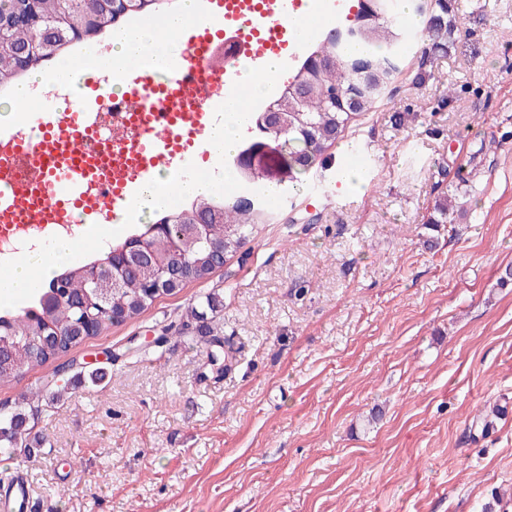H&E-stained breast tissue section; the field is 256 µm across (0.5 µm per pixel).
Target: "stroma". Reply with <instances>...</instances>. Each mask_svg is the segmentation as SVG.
<instances>
[{"instance_id": "stroma-1", "label": "stroma", "mask_w": 512, "mask_h": 512, "mask_svg": "<svg viewBox=\"0 0 512 512\" xmlns=\"http://www.w3.org/2000/svg\"><path fill=\"white\" fill-rule=\"evenodd\" d=\"M453 6L447 52L418 41L223 267L71 351L102 382L47 364L0 389L37 408L0 485L23 471L33 512H512V0ZM363 154L364 189L341 186ZM211 291L223 372L194 332L127 355Z\"/></svg>"}]
</instances>
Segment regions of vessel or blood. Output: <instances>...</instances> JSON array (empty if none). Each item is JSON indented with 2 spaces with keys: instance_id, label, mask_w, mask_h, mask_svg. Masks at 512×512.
<instances>
[{
  "instance_id": "vessel-or-blood-1",
  "label": "vessel or blood",
  "mask_w": 512,
  "mask_h": 512,
  "mask_svg": "<svg viewBox=\"0 0 512 512\" xmlns=\"http://www.w3.org/2000/svg\"><path fill=\"white\" fill-rule=\"evenodd\" d=\"M305 0H207L203 19L186 28L188 55L169 67L142 55L125 68L127 89L121 95L123 124L112 130V142L127 150L137 165L134 175L113 170L107 182L95 177L90 164L100 159L103 144L93 128L90 110L61 105L47 98L50 121L39 122L37 139L0 136V226L71 224L82 216L107 217L131 211L140 179L158 169L178 170L187 177L186 158L206 154L212 123L221 116L226 90L236 88L241 69L262 74L265 59L301 44L293 21L306 15ZM232 29L239 44L236 58L212 56L207 48ZM110 71L97 58L86 65L85 85L105 95ZM192 98L198 110L184 124L166 111L169 99ZM30 495L23 480L0 490V512H29Z\"/></svg>"
}]
</instances>
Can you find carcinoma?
Segmentation results:
<instances>
[{
  "label": "carcinoma",
  "instance_id": "carcinoma-1",
  "mask_svg": "<svg viewBox=\"0 0 512 512\" xmlns=\"http://www.w3.org/2000/svg\"><path fill=\"white\" fill-rule=\"evenodd\" d=\"M0 0V32L21 54L0 49V87H8L29 71L62 57L72 47L98 41L113 26L133 15L147 17L159 9L163 0ZM354 14L338 20L345 35L336 40L321 36L306 54L290 66L287 83L276 103L288 99L293 111L286 125L269 130L263 113L253 117L252 139L246 148L265 142L286 157L285 178L273 180L263 168L233 170L235 192L215 193L195 198L185 207L164 212L153 224H145L129 234L112 240V245L87 262L74 265L55 276L28 306L19 313H0V349L9 365L0 369V388L10 385L25 370L56 363L58 372L68 370L70 362H59L87 339L88 316L99 312L96 289L86 277V268L99 266L102 277L111 269L113 253L141 240L151 250L146 261L129 262L118 273L122 284L107 304L122 320H130L148 309L160 295L178 292L185 283L204 281L214 272L207 239H224V256H233L256 224L271 221L267 188L275 186L285 196H293L304 183V177L320 163L341 133L370 111L382 98L367 90L370 84L386 86L391 74L379 66L407 51L418 31L407 28L405 10L400 0H357ZM416 11L429 12L424 32L436 51L448 48L458 29L451 0H429L416 6ZM64 30V39L52 50L42 48L45 35L52 29ZM452 200L443 195L427 224L448 223ZM192 214L207 224L203 238L186 247L185 279L171 283L163 291L155 288L159 277L167 276L171 241L178 224ZM57 294L61 301L50 310L44 298ZM44 339L39 355L31 353L29 342ZM26 417L17 408L0 405V447L16 451L23 446Z\"/></svg>",
  "mask_w": 512,
  "mask_h": 512
}]
</instances>
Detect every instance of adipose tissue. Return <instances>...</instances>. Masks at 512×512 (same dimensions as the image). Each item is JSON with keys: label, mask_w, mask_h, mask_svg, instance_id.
Returning a JSON list of instances; mask_svg holds the SVG:
<instances>
[{"label": "adipose tissue", "mask_w": 512, "mask_h": 512, "mask_svg": "<svg viewBox=\"0 0 512 512\" xmlns=\"http://www.w3.org/2000/svg\"><path fill=\"white\" fill-rule=\"evenodd\" d=\"M179 12L167 18L163 26L146 22L137 26L113 28L110 36L112 49L101 58L103 66L113 72L122 69L152 51L172 60H180L184 46L181 33L189 23L199 19L198 0H178ZM264 77L244 76L237 90L224 98L221 120L213 126L207 149L213 160L223 161L225 155L236 153L243 136L251 125L252 109L242 104V97L256 98L264 94ZM75 68L64 60L45 72L34 73L30 80L16 83L10 97L17 112H34L35 98L32 85L73 86ZM77 259L76 242L65 236L51 239L48 248L36 249L22 254L8 265L0 267V309L17 306L28 299L36 289L45 287L60 267L74 263Z\"/></svg>", "instance_id": "adipose-tissue-1"}]
</instances>
